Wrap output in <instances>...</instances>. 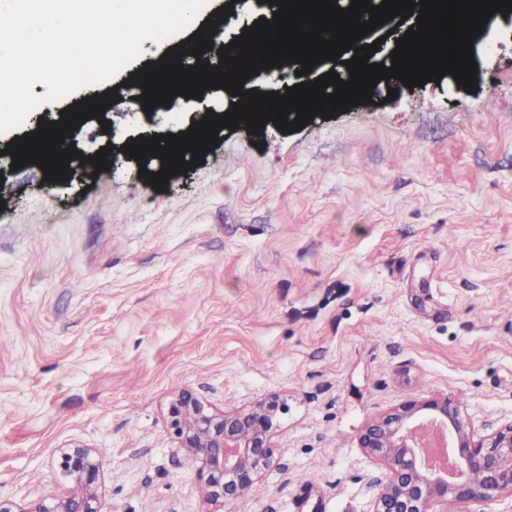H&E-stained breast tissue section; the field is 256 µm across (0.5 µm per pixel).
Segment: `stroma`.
<instances>
[{
	"mask_svg": "<svg viewBox=\"0 0 512 512\" xmlns=\"http://www.w3.org/2000/svg\"><path fill=\"white\" fill-rule=\"evenodd\" d=\"M475 93L428 82L313 117L255 147L222 129L204 162L145 184L74 169L47 185L0 134V497L60 491L61 446L104 451L105 512H203L198 464L167 433L191 392L217 410L290 411L277 467L234 512H370L381 466L362 426L408 400L458 405L478 435L512 422V32L490 29ZM116 89L81 155L176 124Z\"/></svg>",
	"mask_w": 512,
	"mask_h": 512,
	"instance_id": "1",
	"label": "stroma"
}]
</instances>
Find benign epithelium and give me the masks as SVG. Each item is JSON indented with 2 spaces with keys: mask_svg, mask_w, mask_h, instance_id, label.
<instances>
[{
  "mask_svg": "<svg viewBox=\"0 0 512 512\" xmlns=\"http://www.w3.org/2000/svg\"><path fill=\"white\" fill-rule=\"evenodd\" d=\"M286 414L288 403L277 396L239 411L211 412L183 391L168 403L166 422L177 447L200 463L205 502L231 505L272 465V436ZM430 422L447 427L452 473L428 470L419 461L411 435ZM360 447L383 468L371 512H443L450 502L512 494V423L489 439H477L447 400H409L372 419L361 430ZM53 465L63 481L60 492L25 506L0 498V512H103L98 493L103 458L97 450L66 446Z\"/></svg>",
  "mask_w": 512,
  "mask_h": 512,
  "instance_id": "1",
  "label": "benign epithelium"
}]
</instances>
